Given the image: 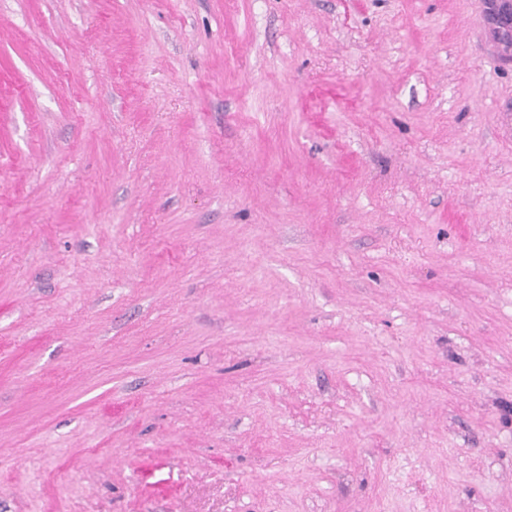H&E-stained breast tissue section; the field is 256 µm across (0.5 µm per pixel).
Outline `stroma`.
Listing matches in <instances>:
<instances>
[{
  "instance_id": "35a3bbf8",
  "label": "stroma",
  "mask_w": 512,
  "mask_h": 512,
  "mask_svg": "<svg viewBox=\"0 0 512 512\" xmlns=\"http://www.w3.org/2000/svg\"><path fill=\"white\" fill-rule=\"evenodd\" d=\"M496 0H0V512H512Z\"/></svg>"
}]
</instances>
